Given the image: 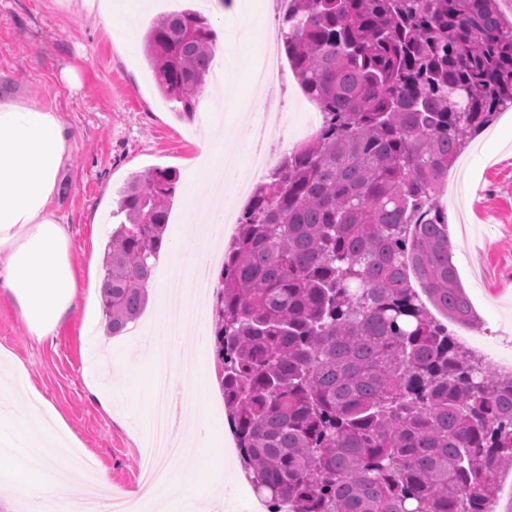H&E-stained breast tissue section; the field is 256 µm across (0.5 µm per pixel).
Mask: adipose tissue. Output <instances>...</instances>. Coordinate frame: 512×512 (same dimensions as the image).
<instances>
[{
	"label": "adipose tissue",
	"mask_w": 512,
	"mask_h": 512,
	"mask_svg": "<svg viewBox=\"0 0 512 512\" xmlns=\"http://www.w3.org/2000/svg\"><path fill=\"white\" fill-rule=\"evenodd\" d=\"M107 25L111 36L129 52L138 43L129 29L128 0H84ZM75 137L57 112L19 98H0V293L16 306L29 334L37 341L56 336L66 317L78 307H92L94 298L80 291L70 253L69 224L55 207L62 174L71 166ZM191 218H204L193 236L176 240L173 266L181 279H190L191 256L209 247L208 227L215 204L194 188L186 190ZM21 381L12 407L0 412V481L12 485L20 501L43 504L56 497L59 472L71 447L67 426L44 405L41 395L26 384L22 368L13 371ZM208 421H197L190 442L195 458L176 464L162 486L132 494L130 512H199L204 493L224 490V434L210 432ZM207 473V491L185 480L186 469Z\"/></svg>",
	"instance_id": "obj_1"
}]
</instances>
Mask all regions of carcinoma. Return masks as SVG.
Segmentation results:
<instances>
[{
	"instance_id": "cac0c4a2",
	"label": "carcinoma",
	"mask_w": 512,
	"mask_h": 512,
	"mask_svg": "<svg viewBox=\"0 0 512 512\" xmlns=\"http://www.w3.org/2000/svg\"><path fill=\"white\" fill-rule=\"evenodd\" d=\"M282 42L325 123L258 185L224 251L212 336L224 410L254 492L281 512H485L512 464V375L433 321L476 312L434 199L512 107L498 0H292ZM159 92L193 118L214 56L191 9L145 34ZM176 176L128 179L105 247L108 335L146 305Z\"/></svg>"
}]
</instances>
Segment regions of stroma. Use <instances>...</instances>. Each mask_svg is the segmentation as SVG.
I'll return each mask as SVG.
<instances>
[{
  "label": "stroma",
  "mask_w": 512,
  "mask_h": 512,
  "mask_svg": "<svg viewBox=\"0 0 512 512\" xmlns=\"http://www.w3.org/2000/svg\"><path fill=\"white\" fill-rule=\"evenodd\" d=\"M151 0L132 20L145 34L161 14L185 8L202 11L216 33V64L232 68L240 85L249 82L250 65L259 58L266 33L241 37L235 0ZM265 109L281 112L290 124L303 115L306 102L292 71L264 87ZM19 96L59 113L76 135L72 164L62 178L57 201L67 216L73 239L72 261L84 284L100 283L101 264L90 261L89 235L99 225L98 245H105L113 228L112 212L131 174L160 167L175 170L179 180L168 231L191 235L180 196L189 161L199 155L207 122L228 130L225 150L239 154L237 174L250 162L246 147L248 122H237L225 105L220 88L205 87L192 119L178 118L173 103L158 92L146 55L130 59L96 14L82 0H0V97ZM498 114L476 136L448 170L437 195L446 214L453 244V262L468 293L478 323L458 326L467 350L482 358L487 369L512 364V143L490 142L503 127ZM488 153L482 165L474 156ZM156 318L155 302L136 323L140 333L108 337L101 306L69 315L56 336L36 342L18 311L0 295V349L10 351L26 368L29 381L64 419L82 445L83 453L99 464L112 485V494L127 497L142 481L134 420L151 397L144 392L145 341ZM96 340L112 353L108 367L114 389L129 387L126 399L104 411L90 385L85 367Z\"/></svg>",
  "instance_id": "stroma-1"
}]
</instances>
